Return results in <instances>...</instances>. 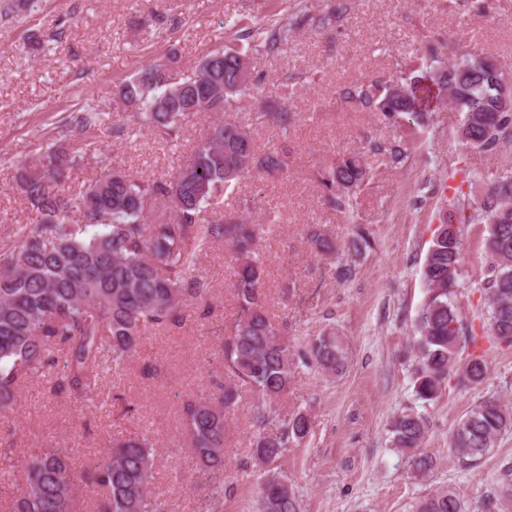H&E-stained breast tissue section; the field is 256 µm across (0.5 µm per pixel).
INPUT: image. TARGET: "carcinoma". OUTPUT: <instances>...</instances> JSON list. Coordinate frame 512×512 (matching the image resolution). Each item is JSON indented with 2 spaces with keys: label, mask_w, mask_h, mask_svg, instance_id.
<instances>
[{
  "label": "carcinoma",
  "mask_w": 512,
  "mask_h": 512,
  "mask_svg": "<svg viewBox=\"0 0 512 512\" xmlns=\"http://www.w3.org/2000/svg\"><path fill=\"white\" fill-rule=\"evenodd\" d=\"M351 7L336 0L326 15H296L286 24L267 27L236 22L235 36L209 51L182 72L179 82L168 64L142 68L113 86L124 105L138 103L132 117L170 140L180 135L182 122L196 103L198 112L248 110L257 102V82L240 78L241 61L254 52L280 49L301 26L322 29ZM494 61L461 50L445 70L420 61L396 77L402 91L390 83L361 82L343 86L339 95L379 112L391 121L402 115L423 117L440 103L441 92L465 113L460 130L463 142L494 153L512 142V107L504 106ZM269 119L283 130L289 112L268 105ZM103 123L93 109L78 112L69 125L75 140L69 151L46 145L22 164L19 189L36 222L20 228L18 239L0 253V417L16 411L22 385L43 378L56 394H66L89 410L101 407L104 391L100 370L121 373L136 351L143 332L154 326H177L184 310L208 302V285L199 274L200 253L220 242L237 254L233 288L239 314L231 335L224 337L222 357L230 381L213 397L183 406L189 447L213 496L224 495L226 418L238 398L237 383L256 389L272 403L297 381V362L312 359L328 374L343 370L347 351L333 335L314 340L308 350L295 348L280 324L267 314L261 299L265 259L259 251L261 233L276 223L246 217H205L217 195L254 171L279 173L287 166L281 147L256 151L250 133L231 121L212 126L197 144L191 162L169 179L138 180L107 170L78 195L66 193L64 172L80 164L87 140ZM367 151L385 155L399 166L408 158L407 143L370 142ZM329 208L351 221L353 200L371 180L363 154L341 158L318 172ZM464 221L488 225L486 250L491 257L485 282L492 337L512 346V172L504 171L475 205L453 196ZM317 252L333 256L336 246L320 227L308 229ZM464 257L461 228L441 224L435 230L422 268L427 298L415 319L413 348L418 359L415 393L423 401L440 397L450 376L470 386L488 379L485 355H469L458 366L462 347L477 341L463 327L454 293ZM512 431V409L490 396L475 404L459 422L452 440L456 457L474 465ZM309 418L299 412L279 430L262 432L254 441V458L269 464L279 460L288 444L306 437ZM392 443L408 454L410 467L424 477L434 466L423 451L424 419L401 413L390 425ZM156 448L146 434L118 441L97 464L92 484L101 492L98 512H166L152 495ZM11 449L0 448V493L11 494V512H74L78 485L71 454L47 448L21 465L22 482L15 483ZM512 498L505 484L484 503L497 512L503 499ZM258 512H300L299 501L286 482L276 476L260 485ZM414 512H467L451 487L420 498Z\"/></svg>",
  "instance_id": "obj_1"
}]
</instances>
